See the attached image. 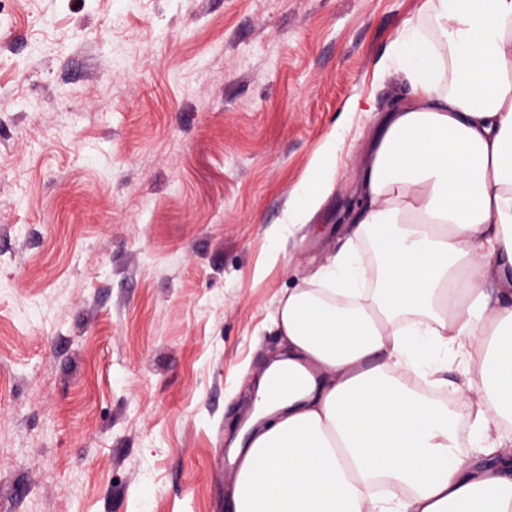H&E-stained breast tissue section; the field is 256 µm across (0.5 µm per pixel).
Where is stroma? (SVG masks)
I'll return each instance as SVG.
<instances>
[{"label":"stroma","mask_w":512,"mask_h":512,"mask_svg":"<svg viewBox=\"0 0 512 512\" xmlns=\"http://www.w3.org/2000/svg\"><path fill=\"white\" fill-rule=\"evenodd\" d=\"M423 3L0 0V512H224L278 301L347 242ZM336 171L330 170L318 162L310 172L293 188L288 211V226L294 228L304 224L313 204L320 200L327 184L333 179Z\"/></svg>","instance_id":"stroma-1"}]
</instances>
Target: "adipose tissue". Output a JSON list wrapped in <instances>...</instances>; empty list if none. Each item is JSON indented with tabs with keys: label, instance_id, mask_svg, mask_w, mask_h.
<instances>
[{
	"label": "adipose tissue",
	"instance_id": "1",
	"mask_svg": "<svg viewBox=\"0 0 512 512\" xmlns=\"http://www.w3.org/2000/svg\"><path fill=\"white\" fill-rule=\"evenodd\" d=\"M423 8L434 35L406 23L376 67L409 91L376 127L349 216L351 244H377L376 284L363 290L350 245L280 300L284 352L231 442L226 512H512V0ZM333 177L319 163L295 185L289 226ZM450 359L484 456L416 388Z\"/></svg>",
	"mask_w": 512,
	"mask_h": 512
}]
</instances>
